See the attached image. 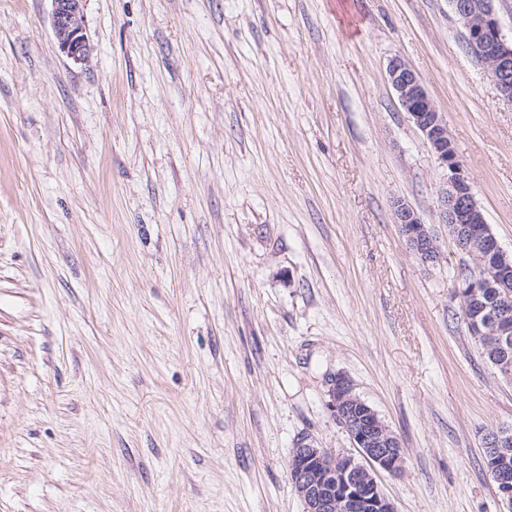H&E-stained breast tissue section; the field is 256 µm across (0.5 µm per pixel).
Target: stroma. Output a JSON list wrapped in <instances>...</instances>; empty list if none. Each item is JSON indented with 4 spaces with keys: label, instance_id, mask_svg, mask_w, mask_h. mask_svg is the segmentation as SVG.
Here are the masks:
<instances>
[{
    "label": "stroma",
    "instance_id": "1",
    "mask_svg": "<svg viewBox=\"0 0 512 512\" xmlns=\"http://www.w3.org/2000/svg\"><path fill=\"white\" fill-rule=\"evenodd\" d=\"M0 0V512H304L345 373L405 452L396 512H512V383L463 319L422 79L512 254V106L450 0ZM410 205L440 258L394 222ZM52 29L59 48L74 61H84L88 53V36L82 20L85 0H50ZM501 450L497 456L491 452H486L485 464L490 474L496 471V468L502 473V475L497 474V482L500 484V491L504 494V497L511 500L512 488H510L508 480L512 483V445ZM504 475H507L508 480Z\"/></svg>",
    "mask_w": 512,
    "mask_h": 512
}]
</instances>
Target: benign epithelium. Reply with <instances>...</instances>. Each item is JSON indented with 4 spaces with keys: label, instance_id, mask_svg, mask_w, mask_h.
<instances>
[{
    "label": "benign epithelium",
    "instance_id": "benign-epithelium-1",
    "mask_svg": "<svg viewBox=\"0 0 512 512\" xmlns=\"http://www.w3.org/2000/svg\"><path fill=\"white\" fill-rule=\"evenodd\" d=\"M52 29L59 48L81 62L88 53V36L82 20L84 0H51ZM466 29V47L482 62L503 101L512 104V42L502 35L493 0H451ZM388 81L408 118L430 146L439 166L447 171L440 204L444 223L456 227L462 252L479 243L501 258L497 271L512 273L507 253L500 247L474 197L448 136V123L438 111L418 74L401 58H393ZM395 223L409 248L423 263L439 258L435 241L416 212L404 203L395 207ZM491 331L512 334L508 314L491 315ZM327 406L332 417L349 435L355 452L336 453L316 448L305 436L293 448L289 478L303 500L305 512H395L382 493L375 472L398 473L404 461L398 440L378 413L353 391L349 378H327Z\"/></svg>",
    "mask_w": 512,
    "mask_h": 512
}]
</instances>
